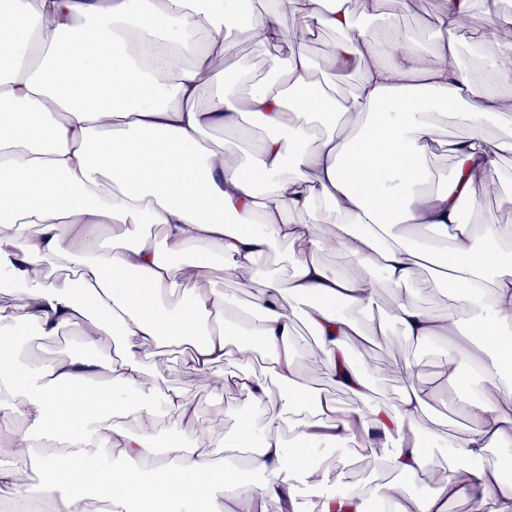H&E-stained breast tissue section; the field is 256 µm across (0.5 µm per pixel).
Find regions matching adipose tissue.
<instances>
[{
    "instance_id": "adipose-tissue-1",
    "label": "adipose tissue",
    "mask_w": 512,
    "mask_h": 512,
    "mask_svg": "<svg viewBox=\"0 0 512 512\" xmlns=\"http://www.w3.org/2000/svg\"><path fill=\"white\" fill-rule=\"evenodd\" d=\"M471 8L446 0L425 51L393 18L379 43L354 30L351 0H266L247 21L242 0H13L0 16V279L21 303L0 307L9 331L0 339V437L16 454L0 466L1 491L26 494L35 461L55 512H85L92 499L104 512H200L218 491L219 512H262L260 500L292 501L303 487L321 512H369L375 493L385 512H449L460 500L470 512L489 501L512 512V484L484 463L512 434V250L495 227L458 219L462 201L498 194L500 160L512 153L511 134L487 135L512 114V43L500 42L506 21L492 16L482 39L497 50L464 65ZM288 11L300 24H284ZM325 30L343 38L318 65L306 44ZM241 39L276 49L285 70L255 84L234 65L216 72L213 57ZM354 68V91L336 100L322 74ZM209 84L217 99L203 110ZM445 122L463 137L439 138ZM244 124L265 134L253 159L201 143L207 129ZM438 150L455 164L437 186L428 161ZM29 224L36 234L25 233ZM142 224L160 225L161 241L141 237ZM417 229L431 239L408 244L405 232ZM104 234L111 249L86 252ZM284 242L295 251L286 279L269 268ZM327 253L350 257L356 271L332 270ZM53 264L79 275L51 277ZM430 265L455 290L443 314L420 306L411 288ZM202 282L206 291L165 306L174 289ZM228 282L248 296L247 310ZM384 287L395 299L389 321L377 323L365 313ZM300 319L320 343L331 391L303 381ZM32 329L47 338L75 331L83 356L24 363L16 341ZM467 330L483 338L485 359L458 346ZM393 333L449 350L428 383L409 365L388 366L404 384L388 407L354 352ZM106 336L114 354L98 352ZM183 344L198 372L257 347L271 364L269 376L221 382L247 404L235 442L248 451L245 469L199 453L190 397L148 375L147 358ZM471 361L479 393L466 403L467 424L454 428L430 402ZM339 393L355 406L340 411ZM164 416L183 437L159 445ZM427 443L447 449L459 470L438 469ZM324 446L367 450L395 477L374 491L350 483L322 459ZM149 459L159 463L152 478L139 466ZM247 469L265 476L258 496L235 492ZM422 475L433 489L414 493L409 482Z\"/></svg>"
}]
</instances>
